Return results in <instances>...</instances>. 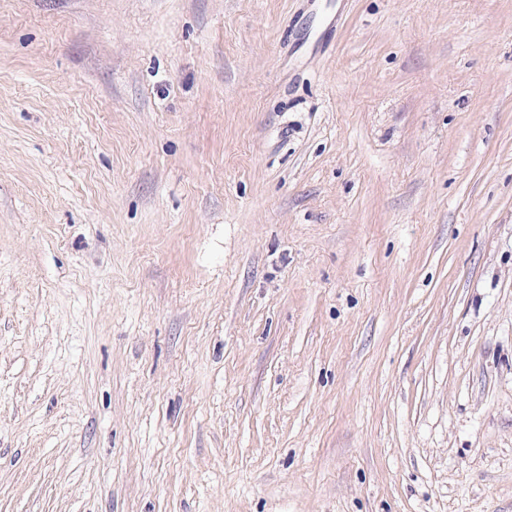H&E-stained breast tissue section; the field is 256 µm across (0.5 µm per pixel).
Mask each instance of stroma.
I'll return each instance as SVG.
<instances>
[{"mask_svg": "<svg viewBox=\"0 0 512 512\" xmlns=\"http://www.w3.org/2000/svg\"><path fill=\"white\" fill-rule=\"evenodd\" d=\"M0 512H512V0H0Z\"/></svg>", "mask_w": 512, "mask_h": 512, "instance_id": "1", "label": "stroma"}]
</instances>
